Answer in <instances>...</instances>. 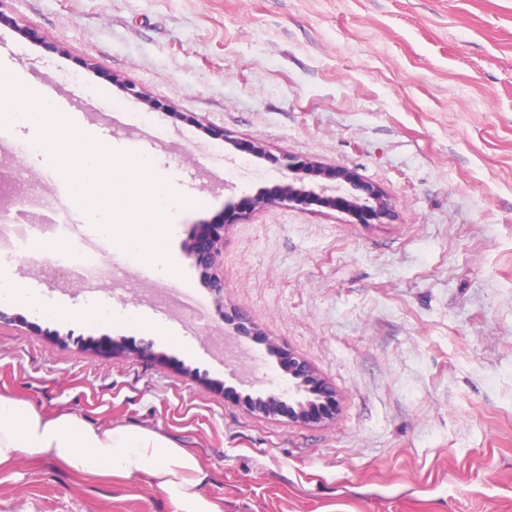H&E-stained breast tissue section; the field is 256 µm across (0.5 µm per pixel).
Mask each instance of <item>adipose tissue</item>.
<instances>
[{
	"label": "adipose tissue",
	"instance_id": "ef3b65f1",
	"mask_svg": "<svg viewBox=\"0 0 512 512\" xmlns=\"http://www.w3.org/2000/svg\"><path fill=\"white\" fill-rule=\"evenodd\" d=\"M23 456L56 462L86 478L147 477L172 512H224L206 495L208 475L194 453L156 428L102 424L72 412L46 413L0 394V472Z\"/></svg>",
	"mask_w": 512,
	"mask_h": 512
}]
</instances>
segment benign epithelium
Segmentation results:
<instances>
[{"instance_id":"benign-epithelium-1","label":"benign epithelium","mask_w":512,"mask_h":512,"mask_svg":"<svg viewBox=\"0 0 512 512\" xmlns=\"http://www.w3.org/2000/svg\"><path fill=\"white\" fill-rule=\"evenodd\" d=\"M286 167L310 177H321L335 182L334 194H327L328 187L325 185L317 189L297 187L292 183L279 185L253 198L232 204L239 218H246L257 208L285 203L301 209L318 205L341 210L360 224H385L394 218V208L387 193L378 185L362 180L353 170L330 168L314 159L300 157L288 158ZM223 229L224 225L221 223L208 225V230L185 247L187 257L206 269L214 267L222 254ZM151 347L150 342L137 346L123 339L113 340L109 344L114 355L143 353ZM268 351L278 359L282 370L293 380V384L288 387V400H283L280 394L271 393L264 398L249 397L247 404L265 414L282 415L294 422L318 423L335 419L338 406L333 387L317 377L306 361L275 345L269 346Z\"/></svg>"}]
</instances>
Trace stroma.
<instances>
[{"instance_id": "35a3bbf8", "label": "stroma", "mask_w": 512, "mask_h": 512, "mask_svg": "<svg viewBox=\"0 0 512 512\" xmlns=\"http://www.w3.org/2000/svg\"><path fill=\"white\" fill-rule=\"evenodd\" d=\"M0 63L34 94L74 100L78 129L151 154L188 197L168 251L199 301L156 305L154 278L82 291L40 252L6 274L58 307L0 303V394L103 424L161 428L210 472L224 512H512V0H7ZM35 38H28L27 30ZM261 143L258 158L243 151ZM354 170L396 217L267 206L224 228L210 290L184 253L224 205ZM9 224L95 236L62 185L0 151ZM28 198V206L15 198ZM94 302L170 329L83 318ZM264 385L235 378L214 336L237 320ZM153 341L112 355L105 338ZM275 344L336 390L315 425L249 411L282 392ZM208 370V379L194 368ZM0 512H171L142 480H88L49 460L0 473Z\"/></svg>"}]
</instances>
